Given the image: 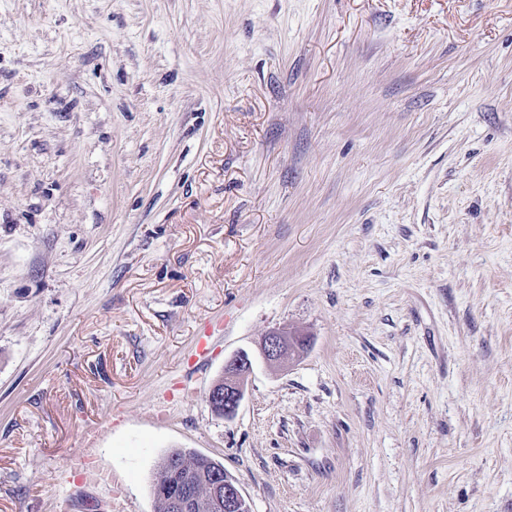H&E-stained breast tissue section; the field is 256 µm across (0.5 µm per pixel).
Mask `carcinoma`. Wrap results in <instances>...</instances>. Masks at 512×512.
I'll return each mask as SVG.
<instances>
[{
  "label": "carcinoma",
  "mask_w": 512,
  "mask_h": 512,
  "mask_svg": "<svg viewBox=\"0 0 512 512\" xmlns=\"http://www.w3.org/2000/svg\"><path fill=\"white\" fill-rule=\"evenodd\" d=\"M224 464L213 458L173 449L157 465L153 492L158 512H175L170 498L184 488H191L200 501H206L210 486L224 480Z\"/></svg>",
  "instance_id": "cac0c4a2"
}]
</instances>
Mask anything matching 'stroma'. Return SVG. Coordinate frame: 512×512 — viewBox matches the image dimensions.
<instances>
[{
    "mask_svg": "<svg viewBox=\"0 0 512 512\" xmlns=\"http://www.w3.org/2000/svg\"><path fill=\"white\" fill-rule=\"evenodd\" d=\"M174 448L512 512V0H0V512H157ZM304 336L308 335L288 327L274 328L259 339V355L269 363L279 362L288 355L299 356L307 347V338ZM252 368L253 358L246 351H239L225 360L224 377L222 375L212 385H216V390L221 391L224 381V398L216 399L211 395V388L208 393L209 405L217 417L231 420L236 416L245 394V382Z\"/></svg>",
    "mask_w": 512,
    "mask_h": 512,
    "instance_id": "1",
    "label": "stroma"
}]
</instances>
